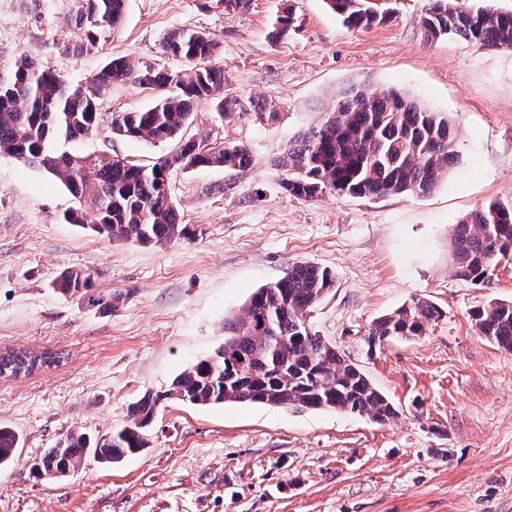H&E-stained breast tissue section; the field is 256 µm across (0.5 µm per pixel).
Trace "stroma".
<instances>
[{"label": "stroma", "instance_id": "stroma-1", "mask_svg": "<svg viewBox=\"0 0 512 512\" xmlns=\"http://www.w3.org/2000/svg\"><path fill=\"white\" fill-rule=\"evenodd\" d=\"M429 0H379L385 21L347 27L325 0H126L103 47H70L80 0H0V82L35 57L70 85L109 60L186 69L163 53L174 29L221 43L218 118L199 104L187 136L247 147L242 171H172V199L191 234L144 245L62 221L73 197L57 179L0 153V353L61 352L62 361L0 376V423L20 437L0 471V512H512V353L480 336L470 313L512 301V261L489 287L459 280L453 228L491 201L512 206V52L455 36L428 39ZM293 25L270 33L279 15ZM395 87L447 114L458 164L430 193L304 200L273 166L302 132L320 126L349 86ZM131 82L100 96L103 123L67 143L77 153L150 164L171 142L113 134L108 116L146 107ZM334 283L307 321L398 407L378 424L335 410L164 401L149 444L120 464L86 460L67 477L32 465L66 435L122 426L145 392L167 390L224 344V320L299 262ZM66 268L89 272L74 295L54 290ZM115 299L112 309L103 303ZM442 312L422 336L369 347L374 322L412 299Z\"/></svg>", "mask_w": 512, "mask_h": 512}]
</instances>
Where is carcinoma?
Returning a JSON list of instances; mask_svg holds the SVG:
<instances>
[{
  "instance_id": "obj_1",
  "label": "carcinoma",
  "mask_w": 512,
  "mask_h": 512,
  "mask_svg": "<svg viewBox=\"0 0 512 512\" xmlns=\"http://www.w3.org/2000/svg\"><path fill=\"white\" fill-rule=\"evenodd\" d=\"M79 9L81 47L93 48L122 22L124 0H83ZM327 6L355 29L382 20L369 0H326ZM432 38L453 35L492 49H512V11L465 5L461 0H431L421 19ZM220 42L192 29L162 37L164 52L190 64L182 71L136 67L123 57L110 60L86 82L70 87L56 71L35 59L20 61L12 79L0 83V152L34 164L57 178L76 201L64 215L70 224L114 240L163 244L189 235L190 225L169 193L168 176L190 162L229 171L248 168L252 156L242 145L211 146L183 138L193 108L206 102L218 115L230 114L239 101L224 96V70L214 63ZM133 82L157 91L147 107L122 112L116 134L151 142L178 141L177 150L152 164L118 157L78 154L57 147L59 137L76 140L99 123L98 96L114 82ZM456 134L448 117L402 89L366 95L351 88L336 99L327 119L304 133L279 160L283 187L306 200L327 192L337 196L424 195L457 163ZM454 275L484 286L500 260L512 257V206L491 202L468 213L451 239ZM330 271L310 262L293 265L269 287L252 294L244 313L224 320V347L182 371L162 393L145 392L128 410L127 424L100 437L71 433L48 449L37 471L61 475L88 458L112 465L148 444L146 429L161 401L193 405L260 403L297 409H329L366 415L383 424L399 414L395 404L335 347L306 323L307 313L332 286ZM63 293L91 286L90 274L65 269L54 280ZM442 316L433 303L413 299L380 317L368 332L374 345L413 339ZM477 332L512 352V301H496L472 311ZM61 354L21 351L0 357L6 376L32 373L37 363H60ZM20 439L0 426V470L18 455Z\"/></svg>"
}]
</instances>
